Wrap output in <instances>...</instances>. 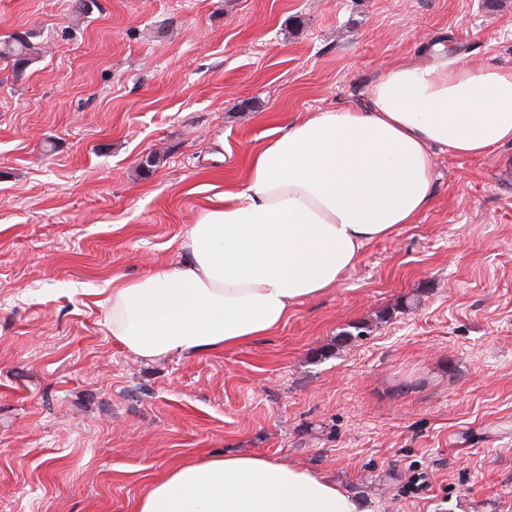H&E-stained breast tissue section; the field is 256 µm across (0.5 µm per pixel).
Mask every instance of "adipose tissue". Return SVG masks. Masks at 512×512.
Segmentation results:
<instances>
[{"label":"adipose tissue","instance_id":"1","mask_svg":"<svg viewBox=\"0 0 512 512\" xmlns=\"http://www.w3.org/2000/svg\"><path fill=\"white\" fill-rule=\"evenodd\" d=\"M512 143V68L444 45L390 66L364 109L297 119L180 243L187 259L112 285V336L155 362L267 336L334 287L366 243L432 197V148L483 157ZM136 512H363L329 477L255 453L166 471Z\"/></svg>","mask_w":512,"mask_h":512}]
</instances>
